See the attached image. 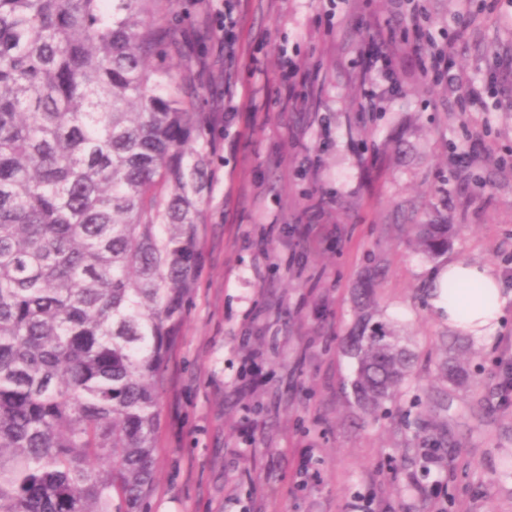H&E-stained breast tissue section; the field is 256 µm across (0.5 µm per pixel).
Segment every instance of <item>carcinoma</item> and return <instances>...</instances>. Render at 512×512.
I'll use <instances>...</instances> for the list:
<instances>
[{"mask_svg": "<svg viewBox=\"0 0 512 512\" xmlns=\"http://www.w3.org/2000/svg\"><path fill=\"white\" fill-rule=\"evenodd\" d=\"M172 0H0V512H143L197 288L213 116ZM419 251L451 225H416ZM366 289L342 348L356 407L413 354Z\"/></svg>", "mask_w": 512, "mask_h": 512, "instance_id": "1", "label": "carcinoma"}]
</instances>
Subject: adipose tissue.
Wrapping results in <instances>:
<instances>
[{
    "label": "adipose tissue",
    "instance_id": "adipose-tissue-1",
    "mask_svg": "<svg viewBox=\"0 0 512 512\" xmlns=\"http://www.w3.org/2000/svg\"><path fill=\"white\" fill-rule=\"evenodd\" d=\"M433 279L436 290L431 302L450 326L476 337L491 336L501 314L502 288L486 266L454 260L441 267ZM451 281L460 286L457 294L447 290ZM472 284L482 285V292L470 294L468 287Z\"/></svg>",
    "mask_w": 512,
    "mask_h": 512
}]
</instances>
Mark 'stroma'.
<instances>
[{
	"mask_svg": "<svg viewBox=\"0 0 512 512\" xmlns=\"http://www.w3.org/2000/svg\"><path fill=\"white\" fill-rule=\"evenodd\" d=\"M420 4L428 23L397 40L458 31L454 71L475 102L459 105L402 48L391 77L365 69L362 43L394 26L400 0H239L232 57L201 0H173L204 28L198 103L214 116L213 152L148 512H512V395L500 393L512 376V0ZM368 97L375 108L357 111ZM456 151L468 166L451 164ZM437 213L455 234L429 259L410 227ZM455 259L487 266L505 297L493 335L462 348L424 293ZM364 286L414 354L404 395L371 417L343 388L339 351ZM449 352L468 386L441 378ZM441 393L448 448L425 474L402 457L399 412ZM456 463L469 466L465 485L447 479Z\"/></svg>",
	"mask_w": 512,
	"mask_h": 512,
	"instance_id": "35a3bbf8",
	"label": "stroma"
}]
</instances>
